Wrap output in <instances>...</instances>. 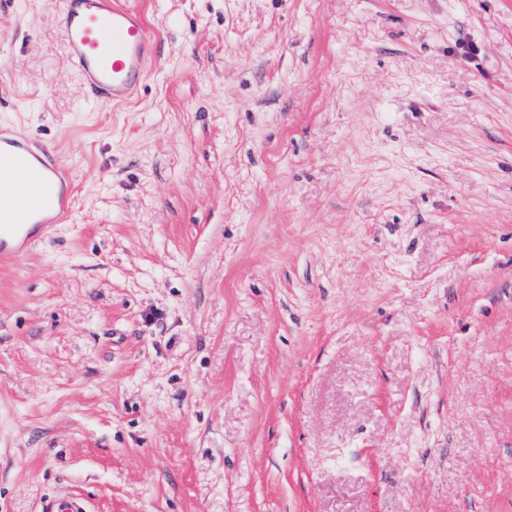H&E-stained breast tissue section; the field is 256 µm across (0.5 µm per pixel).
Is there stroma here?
Masks as SVG:
<instances>
[{
	"label": "stroma",
	"mask_w": 512,
	"mask_h": 512,
	"mask_svg": "<svg viewBox=\"0 0 512 512\" xmlns=\"http://www.w3.org/2000/svg\"><path fill=\"white\" fill-rule=\"evenodd\" d=\"M0 0L77 221L0 267V512H512V0H122L85 96ZM59 22L83 89L107 103L127 100L154 57L142 14L117 0H62ZM90 499L83 494H56L41 504L40 512H91Z\"/></svg>",
	"instance_id": "stroma-1"
}]
</instances>
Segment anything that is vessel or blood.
<instances>
[{
	"instance_id": "1",
	"label": "vessel or blood",
	"mask_w": 512,
	"mask_h": 512,
	"mask_svg": "<svg viewBox=\"0 0 512 512\" xmlns=\"http://www.w3.org/2000/svg\"><path fill=\"white\" fill-rule=\"evenodd\" d=\"M69 58L93 99L118 103L140 86L154 39L139 11L119 0H62ZM75 220L73 185L61 157L29 137L0 132V265L21 258L51 225ZM89 497L57 494L40 512H91Z\"/></svg>"
}]
</instances>
